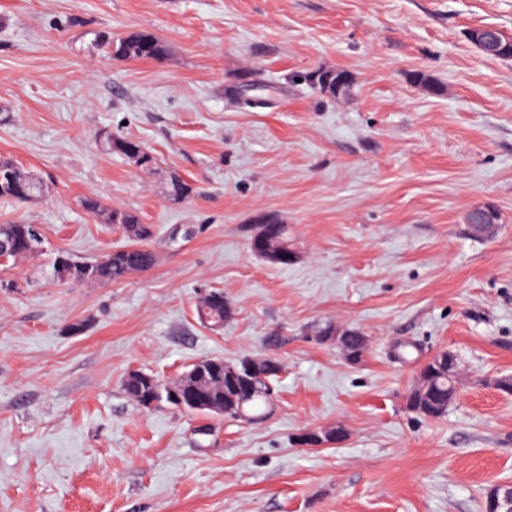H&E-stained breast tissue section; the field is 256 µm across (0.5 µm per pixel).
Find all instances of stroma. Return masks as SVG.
<instances>
[{"mask_svg":"<svg viewBox=\"0 0 512 512\" xmlns=\"http://www.w3.org/2000/svg\"><path fill=\"white\" fill-rule=\"evenodd\" d=\"M482 26L512 34V0H0V157L47 186L0 200V224L39 225L49 248L0 265V512H480L512 481V395L491 385L512 377V61L469 41ZM100 31L166 53L117 58ZM319 69L348 71L350 93L312 87ZM173 174L192 196L168 197ZM87 196L151 225L152 267L46 276L50 252L129 246ZM485 206L490 239L467 223ZM261 215L298 261L254 255ZM215 289L219 330L195 315ZM328 325L366 337L360 364L317 341ZM405 340L458 358L442 418L405 407ZM246 354L285 366L259 424L123 388ZM336 425L341 442H297ZM115 139L112 142L104 141V145L109 152H119L127 158L130 157V160L136 167H140L141 163L150 162L153 165L156 164L155 156L145 148L140 142L136 140H132L131 144L128 146V155L123 147L124 138L114 137Z\"/></svg>","mask_w":512,"mask_h":512,"instance_id":"stroma-1","label":"stroma"}]
</instances>
